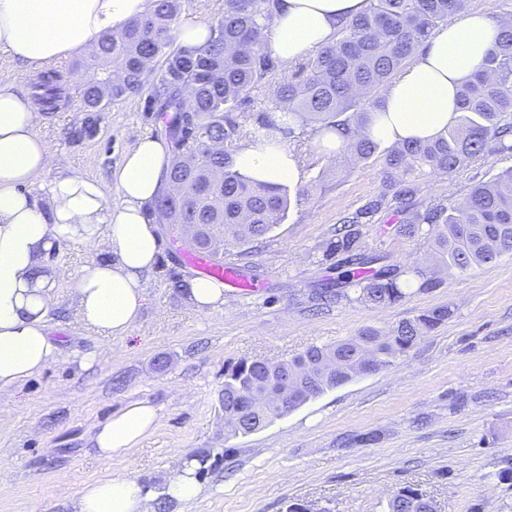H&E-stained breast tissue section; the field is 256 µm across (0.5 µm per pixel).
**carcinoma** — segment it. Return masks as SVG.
Wrapping results in <instances>:
<instances>
[{
	"label": "carcinoma",
	"mask_w": 512,
	"mask_h": 512,
	"mask_svg": "<svg viewBox=\"0 0 512 512\" xmlns=\"http://www.w3.org/2000/svg\"><path fill=\"white\" fill-rule=\"evenodd\" d=\"M277 0H224V13L210 29L207 44L189 54L172 49L181 0H151L148 10L121 31L102 35L89 58L91 76L80 85L83 111L94 113L141 94L163 59L154 85L153 109L163 120L173 149L169 181L180 185V205L165 219L173 224H213L210 247L240 245L269 234L285 217L288 189L254 180L235 167L234 142L247 136L295 134L308 122L343 136L341 154L359 161L376 156L384 183L394 188L416 173L451 174L468 162L512 152V3L504 27L479 70L460 87L458 115L433 140L406 141L378 153L369 137L372 110L431 30L461 13L469 0H368L362 15L341 24L333 42L315 50L289 71L267 49ZM58 69L33 85V98L54 109L62 91ZM268 91L271 111L288 104L291 120L263 113L248 123L257 104L254 92ZM383 198L343 218L326 256L336 257V287H326L327 302L364 300L388 305L405 296L404 271L363 251L357 226L372 216ZM425 236L434 264L465 273L512 253V169L474 184L461 204L437 206L403 225ZM449 315L448 308L427 311L400 322L385 335L365 329L334 346H312L273 365L243 360L224 374V429L228 436L254 433L273 418L353 380L369 357L372 369L387 366L410 350ZM338 357L324 377L319 365ZM421 492L411 486L387 503V512H412Z\"/></svg>",
	"instance_id": "obj_1"
}]
</instances>
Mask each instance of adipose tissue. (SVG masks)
Returning a JSON list of instances; mask_svg holds the SVG:
<instances>
[{
  "label": "adipose tissue",
  "mask_w": 512,
  "mask_h": 512,
  "mask_svg": "<svg viewBox=\"0 0 512 512\" xmlns=\"http://www.w3.org/2000/svg\"><path fill=\"white\" fill-rule=\"evenodd\" d=\"M367 0H279L269 50L283 66L332 41L339 25ZM147 0H0V49L25 71L123 29ZM502 23L476 10L434 29L413 61L383 91L371 128L380 143L430 140L454 122L460 85L477 71ZM30 93L0 82V398L51 362L57 347L48 316L56 305L54 274L45 258L63 241L101 247L104 262L86 267L73 292L85 325L107 336L127 335L140 317L146 279L159 251L151 211L168 183L170 147L146 136L112 174L119 205L99 181L78 171L51 175L46 145L36 132ZM237 168L265 183L296 182L301 170L287 144L272 149L251 140L235 154ZM41 185L47 201L28 188ZM157 408L126 403L99 424L100 457H126L157 427ZM149 492L136 477L83 487L79 512H146Z\"/></svg>",
  "instance_id": "1"
}]
</instances>
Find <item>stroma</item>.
<instances>
[{"label":"stroma","mask_w":512,"mask_h":512,"mask_svg":"<svg viewBox=\"0 0 512 512\" xmlns=\"http://www.w3.org/2000/svg\"><path fill=\"white\" fill-rule=\"evenodd\" d=\"M143 91L99 113L96 129L73 139L85 114L78 97L41 112L38 133L53 170L76 169L120 199L112 173L141 137L162 122ZM306 193L264 238L226 246L225 261L264 284L256 296L225 293L222 308L197 310L181 285L194 278L178 245L159 236L142 314L128 335L104 336L81 322L73 281L104 261L90 244L64 242L47 257L57 273L49 315L54 361L0 401V512H78L82 488L133 475L150 492L147 512H385L412 486L437 512H512V256L464 274H442L437 287H410L403 300L325 307L318 296L335 277L325 251L343 214L379 196L376 160L322 158L309 139L294 147ZM512 168L493 154L449 175H415L410 211L386 206L361 227V244L410 268L428 245L399 232L411 213L461 202L469 188ZM448 307V319L392 365L358 377L279 416L249 435L225 437L224 372L243 360L292 358L372 328ZM131 400L160 411L155 431L128 458L103 459L91 446L100 423ZM197 463L200 496L168 501L172 463Z\"/></svg>","instance_id":"35a3bbf8"}]
</instances>
